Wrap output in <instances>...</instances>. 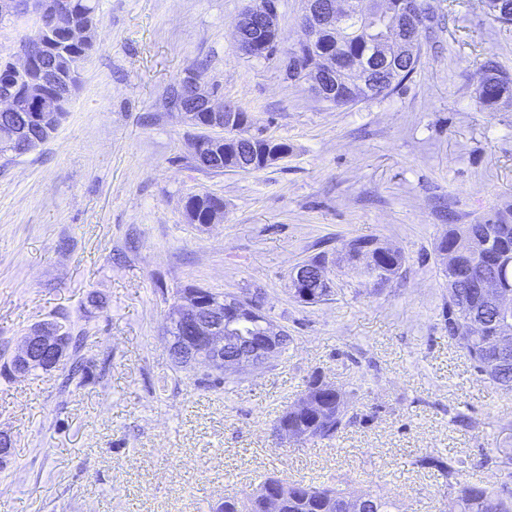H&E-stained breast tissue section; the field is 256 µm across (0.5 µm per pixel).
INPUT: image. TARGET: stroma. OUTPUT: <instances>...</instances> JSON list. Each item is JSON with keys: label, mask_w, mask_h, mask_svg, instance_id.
I'll return each mask as SVG.
<instances>
[{"label": "stroma", "mask_w": 512, "mask_h": 512, "mask_svg": "<svg viewBox=\"0 0 512 512\" xmlns=\"http://www.w3.org/2000/svg\"><path fill=\"white\" fill-rule=\"evenodd\" d=\"M440 19L412 77L391 94L330 105L289 79L301 0H278L281 51L240 53L250 0H97L95 48L57 133L0 160V366L35 325L85 332L82 377L0 373V512H212L269 477L341 482L399 512H448L428 453L467 458V481L512 433V393L484 380L449 341L435 246L449 223L512 206V105L477 99L480 63L512 73V25L482 0H429ZM217 95L288 157L254 174L190 162L196 131L168 89L199 60ZM224 199L221 223H189L188 196ZM400 249L402 274L379 286L350 269L349 241ZM332 259L328 300L295 299L290 272ZM253 299L291 342L264 367L200 384L164 338L176 289ZM341 389L355 420L299 444L274 426L312 374ZM477 427L453 423L457 413Z\"/></svg>", "instance_id": "1"}]
</instances>
